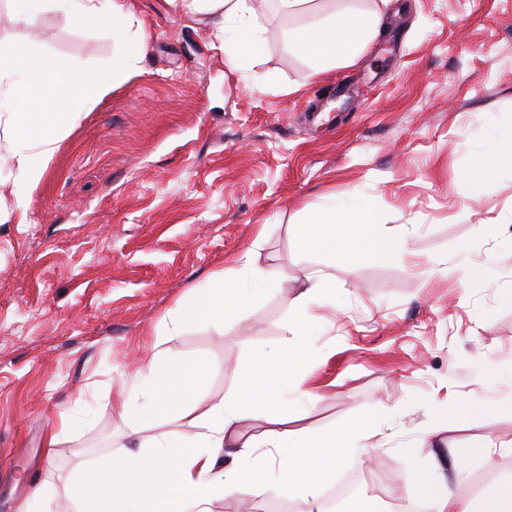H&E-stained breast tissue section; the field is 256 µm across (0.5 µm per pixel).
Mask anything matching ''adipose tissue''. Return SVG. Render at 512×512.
Returning <instances> with one entry per match:
<instances>
[{
	"label": "adipose tissue",
	"mask_w": 512,
	"mask_h": 512,
	"mask_svg": "<svg viewBox=\"0 0 512 512\" xmlns=\"http://www.w3.org/2000/svg\"><path fill=\"white\" fill-rule=\"evenodd\" d=\"M195 12L215 16L225 41L233 45L230 63L251 68L260 56L265 29L259 12L264 0H190ZM371 12L341 11L318 17L294 30L289 42L310 60L314 72L355 63L365 47L382 32L391 0H379ZM64 12L77 24H111L113 32L127 35V13L122 0H59ZM249 34L238 43L239 34ZM137 57L119 63L112 73L73 71L34 55L24 42L0 44V81L11 79V111L0 113L7 130L5 147L28 189L42 179L49 159L69 125L85 108L101 101L114 85L140 75ZM61 110L66 122L49 121L47 107ZM36 140L40 150L32 154L18 147L17 139ZM512 166V129L491 134L478 157L480 179L471 186L480 197L483 177ZM376 213L361 205H328L308 212L299 226V246L324 251L342 260L370 257L390 260L408 250L407 236L385 238L375 232ZM275 274L258 265L246 253L227 270L212 275L193 308L178 307L162 324L157 352L146 372L131 383L124 409L145 420L164 418L167 430L145 437L139 449L120 447L102 463L87 468L70 483L69 494L81 512H212L215 499H224L228 512H238L242 496L263 500L270 491L295 492L303 501H317L323 491L316 459L300 456L299 444L317 449L321 438L313 429L299 436L288 430V414L271 411L281 397L274 384L264 399L235 393L221 400L208 398L204 388L210 369L202 360L183 359L169 342L192 321L204 319L214 326L243 321L259 288L275 285ZM333 277L326 272L310 275L299 295L297 338L306 343L322 324L316 312L331 296ZM261 421L262 430L246 433L243 421ZM446 457L429 460L425 469L412 472L409 480L420 489L428 512H512V482L470 501L448 485ZM278 468L276 486L257 484L250 475L263 467Z\"/></svg>",
	"instance_id": "obj_1"
}]
</instances>
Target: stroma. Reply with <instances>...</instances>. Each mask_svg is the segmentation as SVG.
<instances>
[{
  "instance_id": "35a3bbf8",
  "label": "stroma",
  "mask_w": 512,
  "mask_h": 512,
  "mask_svg": "<svg viewBox=\"0 0 512 512\" xmlns=\"http://www.w3.org/2000/svg\"><path fill=\"white\" fill-rule=\"evenodd\" d=\"M130 39L73 23L56 5L25 24L0 0V43L88 71L143 51V73L72 126L34 191L0 164V512H76L85 461L140 424L112 405L154 352L156 331L194 286L254 252L278 287L241 322L189 324L171 342L207 359L212 400L237 393L256 349H286L299 292L327 255L295 226L329 201L364 204L407 255L336 265V298L285 394L288 428L332 434L377 415L373 458L398 512L410 472L439 443L457 453L512 440V168L479 200L469 179L485 137L512 128V0H393L352 65L313 74L288 46L299 17L264 5L260 63L233 68L208 16L187 0H125ZM482 263V280L464 271ZM488 411L437 430L441 409ZM72 418L43 448L47 417ZM512 479L494 466L449 472L478 496Z\"/></svg>"
}]
</instances>
